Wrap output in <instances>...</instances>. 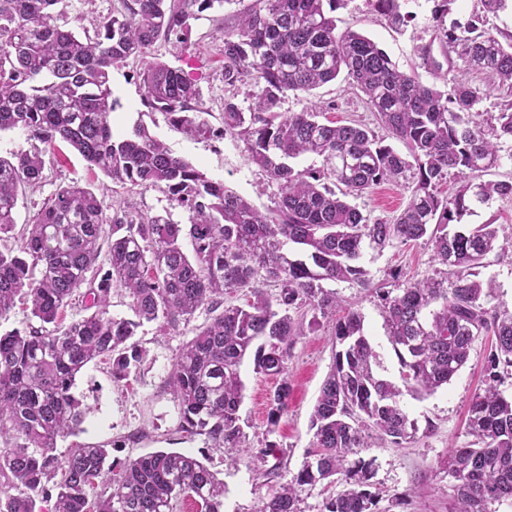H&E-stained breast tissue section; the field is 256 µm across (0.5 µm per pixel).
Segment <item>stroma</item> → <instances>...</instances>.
Wrapping results in <instances>:
<instances>
[{
	"label": "stroma",
	"instance_id": "obj_1",
	"mask_svg": "<svg viewBox=\"0 0 512 512\" xmlns=\"http://www.w3.org/2000/svg\"><path fill=\"white\" fill-rule=\"evenodd\" d=\"M255 0H227L221 7L204 11L191 19L184 43L158 41L153 57L184 68L197 80V111L217 129L223 126L225 100L241 109L252 103L254 85L233 87L224 83V59L220 49L225 28L235 25L240 12ZM119 0H61L60 26L75 32H94L101 17L119 8ZM431 0H402V12L412 20L402 28L394 27L376 12L370 0H349L335 12L338 29L358 31L383 48L399 68L416 75L426 84L440 83L448 71V49L443 46L432 22ZM112 96L118 106L112 115L114 127L122 133L143 124L177 156L203 170L208 176L250 199L262 211L275 208L279 186L256 166L244 144L231 133L208 138H190L171 129L161 112L144 101L141 66L128 61L112 69ZM327 106L330 120L341 124H361L384 140L403 150L371 111L365 97L344 79H336L316 90L314 96L285 97L279 113L299 112L311 105ZM43 179L36 187L23 189L14 211L16 224L30 223L44 201L64 185L76 182L93 191H106L108 203L132 204L145 214H162L177 224L189 221L187 212L174 206L161 191H127L111 181L72 148L63 145L46 152ZM409 198L405 182L385 181L354 198L356 207L370 219L389 220L400 213ZM361 264L367 272L365 283L323 281L326 291L336 293L343 307L358 311L364 319V331L377 350L384 354V365L391 378H398L399 365L385 335L379 289L389 291L404 282L423 279L439 269L431 244L419 240L410 244L394 243L383 250L366 251ZM482 278L493 279L496 293L488 306L512 310V248L490 256ZM295 319L306 322L307 329L292 345L288 357V383L291 388L288 410L276 427L267 422V397L278 385L273 376L258 373L252 358L241 367L244 383L240 415L247 423L241 449H217L203 435L191 436L178 430L179 402L168 385L173 363L193 325L205 322L206 312H197L192 325L161 330L159 322L139 328L135 337L145 351L142 363L129 376L113 381L109 367L100 362L88 364L77 375L74 395L88 409L75 434L58 439L55 453L68 456L79 445L110 444L113 458L123 459L161 449L188 452L203 461L224 482V512H257L281 484L295 474L314 441L310 419L322 384L334 363L335 345L331 331L333 315L316 316L310 308L295 310ZM489 337L477 339L468 363L447 387L432 396L404 403L419 431L408 443L395 446L372 440L363 455L375 460L372 490L379 500L380 512H448L455 495L454 482L442 470L448 452L471 442L466 432L469 406L485 385L484 365Z\"/></svg>",
	"mask_w": 512,
	"mask_h": 512
}]
</instances>
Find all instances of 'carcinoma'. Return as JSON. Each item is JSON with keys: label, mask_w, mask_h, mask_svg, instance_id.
I'll use <instances>...</instances> for the list:
<instances>
[{"label": "carcinoma", "mask_w": 512, "mask_h": 512, "mask_svg": "<svg viewBox=\"0 0 512 512\" xmlns=\"http://www.w3.org/2000/svg\"><path fill=\"white\" fill-rule=\"evenodd\" d=\"M216 2L223 0H121L94 34L79 37L57 23L61 0H0V132L20 129L47 148L65 143L113 184L157 188L189 214V223L174 224L162 214L119 210L108 224L105 196L75 183L59 188L21 241L8 245L19 190L42 178L45 151L0 158V318L21 300L39 323L0 334V512H43L50 501L52 512H175L181 498L192 499L197 512H224V482L190 454L159 450L115 462L107 446L96 445L58 459L57 440L74 433L86 414L72 393L77 375L101 360L114 380L125 379L143 359L132 342L143 323L161 319L176 328L203 309L208 319L170 375L179 431L204 435L216 448H239L244 359L253 356L258 373L285 375L288 352L303 335L290 311L336 309V294L321 281L363 283L365 249L423 238L456 280L427 278L379 296L401 383L384 375L360 313L336 319L339 350L311 416L313 448L258 512H302V493L337 483L344 488L323 500L321 512H376L375 459L361 456L365 432L395 446L413 438L418 426L403 397L430 396L447 385L483 335L494 337L488 385L468 411L470 445L451 449L443 463L456 481L448 512L512 507V399L499 388L501 370L512 368V313L486 308L494 283L478 272L506 243L494 224L459 226L472 206L512 198V180L483 179L498 165L500 144L512 142V103L486 125L474 120L486 94L468 78L486 73L512 91V41L488 26L489 17L512 11V0H475L462 18L455 17L458 0H433L439 39L461 61L441 86L399 70L369 37L337 31L332 12L348 0H261L242 13L224 30V84L250 81L258 93L246 112L224 102L223 132L238 135L253 162L279 183V202L266 214L174 155L145 126L117 135L111 124L118 105L112 67L133 59L144 63L147 102L172 129L215 135L192 111L199 92L189 74L147 55L160 39L182 42L189 20ZM371 2L392 25L409 22L400 0ZM341 75L409 156L360 125L321 120L317 106L277 112L286 95L311 96ZM304 155L322 165L295 168ZM451 173L462 184L449 196L441 186ZM406 174L410 198L390 222H372L348 201ZM259 282L276 283L279 294L265 295ZM114 288L130 298L135 318L109 315ZM239 288L251 289L250 299L224 303V294ZM79 293L92 313L60 323ZM288 395L286 381L270 394L269 425L286 412Z\"/></svg>", "instance_id": "obj_1"}]
</instances>
